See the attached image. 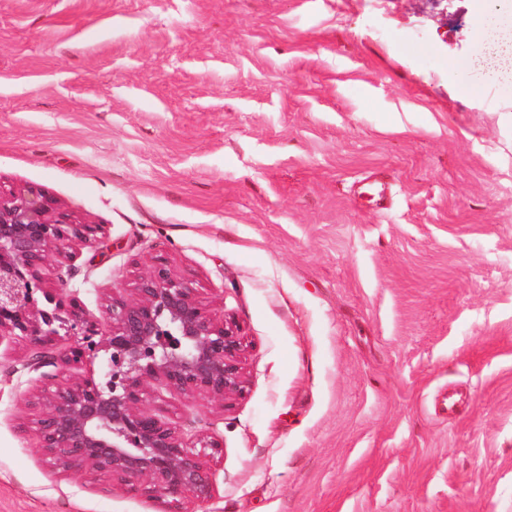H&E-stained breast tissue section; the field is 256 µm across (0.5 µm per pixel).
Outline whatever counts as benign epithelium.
I'll return each instance as SVG.
<instances>
[{
  "label": "benign epithelium",
  "mask_w": 512,
  "mask_h": 512,
  "mask_svg": "<svg viewBox=\"0 0 512 512\" xmlns=\"http://www.w3.org/2000/svg\"><path fill=\"white\" fill-rule=\"evenodd\" d=\"M97 232L37 189L0 190V341L28 343L63 368L109 354L100 378L59 386L40 402L39 448L65 471L107 474L136 496L205 502L215 481L208 445L150 413L149 386L228 406L243 391L240 329L207 315L196 288L159 262L139 277L136 298H112V332L100 333L67 300L65 284L50 288L43 276L50 256H67L72 241ZM64 336L77 345L59 349Z\"/></svg>",
  "instance_id": "1"
}]
</instances>
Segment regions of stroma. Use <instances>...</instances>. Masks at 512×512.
<instances>
[{"label": "stroma", "mask_w": 512, "mask_h": 512, "mask_svg": "<svg viewBox=\"0 0 512 512\" xmlns=\"http://www.w3.org/2000/svg\"><path fill=\"white\" fill-rule=\"evenodd\" d=\"M479 0H0V188L77 221L110 333L156 259L245 340L242 396L158 389L216 446L202 512H512V80ZM0 345V512H159L39 448L88 374ZM455 409H448V399Z\"/></svg>", "instance_id": "1"}]
</instances>
